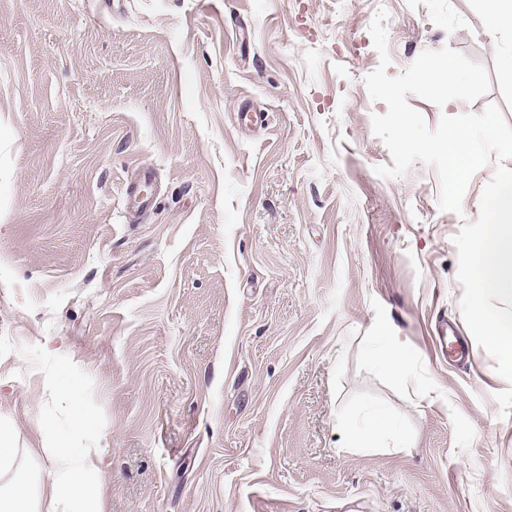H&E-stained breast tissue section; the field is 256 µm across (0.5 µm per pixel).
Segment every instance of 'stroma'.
<instances>
[{
	"instance_id": "obj_1",
	"label": "stroma",
	"mask_w": 512,
	"mask_h": 512,
	"mask_svg": "<svg viewBox=\"0 0 512 512\" xmlns=\"http://www.w3.org/2000/svg\"><path fill=\"white\" fill-rule=\"evenodd\" d=\"M489 0H0V414L43 461L77 380L105 512H512V383L462 317L435 170L371 126L388 75L448 46L498 104ZM152 172L154 200L122 215ZM464 364L445 357L437 317ZM406 340L410 377L364 357ZM407 442L349 449L359 410ZM44 386L54 400L70 403L77 408L75 433H84L87 430V417L83 410V399L79 386L74 381L63 380L55 374L44 378Z\"/></svg>"
}]
</instances>
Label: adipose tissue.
<instances>
[{"label":"adipose tissue","mask_w":512,"mask_h":512,"mask_svg":"<svg viewBox=\"0 0 512 512\" xmlns=\"http://www.w3.org/2000/svg\"><path fill=\"white\" fill-rule=\"evenodd\" d=\"M366 357L381 372L408 373L409 352L397 337L376 336ZM44 443L47 468L31 479L18 477L14 425L0 417V512H41L45 502L52 512H104L97 494L102 479L98 449L57 435L50 422L44 425Z\"/></svg>","instance_id":"adipose-tissue-1"}]
</instances>
